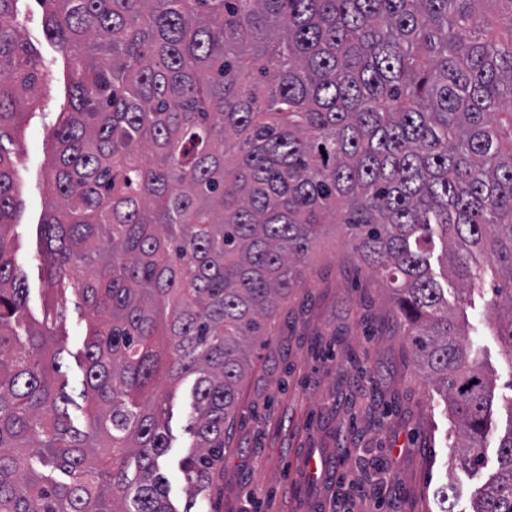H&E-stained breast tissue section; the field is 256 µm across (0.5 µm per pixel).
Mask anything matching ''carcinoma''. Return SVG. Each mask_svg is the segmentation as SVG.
<instances>
[{"label":"carcinoma","mask_w":512,"mask_h":512,"mask_svg":"<svg viewBox=\"0 0 512 512\" xmlns=\"http://www.w3.org/2000/svg\"><path fill=\"white\" fill-rule=\"evenodd\" d=\"M14 2L0 0V512H177L158 387L187 376L181 470L202 492L264 321L330 224L386 280L425 380L444 385L455 466L485 468L494 384L467 309L493 315L512 359V0H40L67 101L42 256L91 311L83 430L62 304L24 325L7 242L5 142L21 102L50 93ZM488 278L509 287L488 293ZM497 463L472 512H512V427Z\"/></svg>","instance_id":"1"}]
</instances>
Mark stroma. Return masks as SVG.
Masks as SVG:
<instances>
[{"instance_id": "obj_1", "label": "stroma", "mask_w": 512, "mask_h": 512, "mask_svg": "<svg viewBox=\"0 0 512 512\" xmlns=\"http://www.w3.org/2000/svg\"><path fill=\"white\" fill-rule=\"evenodd\" d=\"M25 41L43 61L52 89L16 145L17 222L9 237L29 289L30 317L42 319L54 294L41 256L39 226L48 207V133L64 102L62 53L43 30L40 0L14 5ZM65 335L62 370L69 379L73 425L85 428L82 352L89 311L75 289L60 295ZM472 341L497 379L499 396L483 445L487 466L448 473L458 434L445 394L424 380L385 282L360 267L341 227L315 247L301 288L280 304L274 336L256 349L241 385L240 413L224 451V472L206 493L204 512H470L477 488L496 468L497 449L512 410L500 395L512 388V362L487 325L483 308L469 310ZM192 378L165 385L171 447L162 470L178 512L189 505L180 463L193 438L187 430ZM330 452L333 468L320 484L305 482L297 462Z\"/></svg>"}]
</instances>
